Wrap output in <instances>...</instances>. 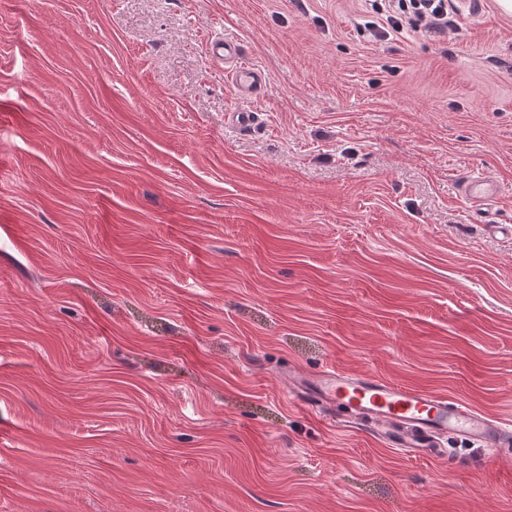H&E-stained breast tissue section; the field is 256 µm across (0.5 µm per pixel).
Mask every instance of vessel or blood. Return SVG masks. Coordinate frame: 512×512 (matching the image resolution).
Segmentation results:
<instances>
[{
  "label": "vessel or blood",
  "instance_id": "b4317fda",
  "mask_svg": "<svg viewBox=\"0 0 512 512\" xmlns=\"http://www.w3.org/2000/svg\"><path fill=\"white\" fill-rule=\"evenodd\" d=\"M208 53L213 62L224 66L238 95H255L264 86V72L244 59L236 42L212 38ZM462 191L475 203L496 195L494 184L475 173L463 180ZM287 385L304 405L335 408L337 415L372 428L387 447L409 454H435L450 436L475 442L493 456L512 447V429L497 418L454 397L403 387L373 373L334 368L305 375L292 372Z\"/></svg>",
  "mask_w": 512,
  "mask_h": 512
}]
</instances>
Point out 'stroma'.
Wrapping results in <instances>:
<instances>
[{
  "instance_id": "stroma-1",
  "label": "stroma",
  "mask_w": 512,
  "mask_h": 512,
  "mask_svg": "<svg viewBox=\"0 0 512 512\" xmlns=\"http://www.w3.org/2000/svg\"><path fill=\"white\" fill-rule=\"evenodd\" d=\"M375 18L0 0V512H512V450L412 457L288 395L367 371L512 425V15ZM208 53L211 61L224 64L230 75L233 89L240 96H253L257 94L266 82L264 72L256 65L247 62L240 46L224 37H215L210 40ZM462 191L466 198L473 203L491 201L496 195L493 183L480 174H471L462 181Z\"/></svg>"
}]
</instances>
